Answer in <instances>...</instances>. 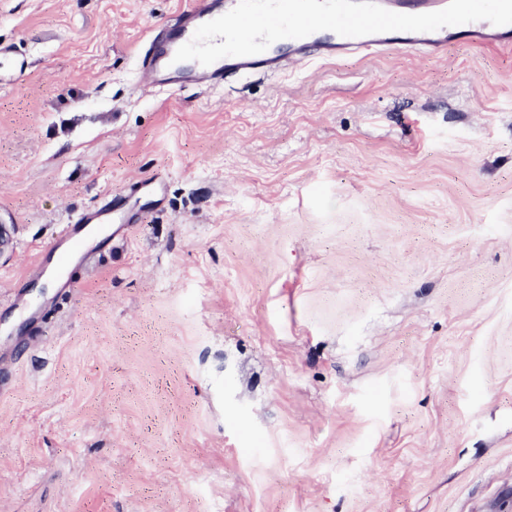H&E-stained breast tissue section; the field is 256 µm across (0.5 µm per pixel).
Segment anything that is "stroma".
Returning a JSON list of instances; mask_svg holds the SVG:
<instances>
[{
    "mask_svg": "<svg viewBox=\"0 0 512 512\" xmlns=\"http://www.w3.org/2000/svg\"><path fill=\"white\" fill-rule=\"evenodd\" d=\"M187 2L0 0V512H512V53L140 88Z\"/></svg>",
    "mask_w": 512,
    "mask_h": 512,
    "instance_id": "1",
    "label": "stroma"
}]
</instances>
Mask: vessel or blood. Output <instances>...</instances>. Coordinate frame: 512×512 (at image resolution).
<instances>
[{"label": "vessel or blood", "instance_id": "vessel-or-blood-1", "mask_svg": "<svg viewBox=\"0 0 512 512\" xmlns=\"http://www.w3.org/2000/svg\"><path fill=\"white\" fill-rule=\"evenodd\" d=\"M392 12L420 14L446 7L448 0H378ZM238 0H192L183 9L176 24L164 36L148 39L149 49L139 61L151 82L158 86L181 84L193 77H206L219 83L225 72L241 75L276 73L289 62L317 56L335 60L351 56H382L393 51L419 53L428 57L442 56L449 45L468 43L500 49L512 48V25L496 26L481 20L457 26H447L431 32H387L358 37H345L329 30L315 32L300 39H282L271 44L264 52L225 57L204 66L189 60L178 62L174 56L179 47L190 41L202 24L232 10Z\"/></svg>", "mask_w": 512, "mask_h": 512}]
</instances>
